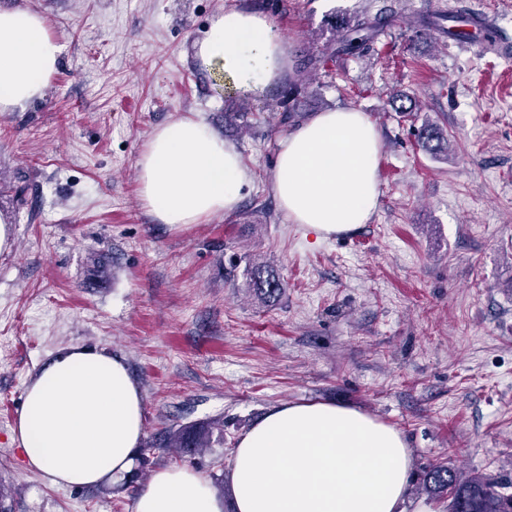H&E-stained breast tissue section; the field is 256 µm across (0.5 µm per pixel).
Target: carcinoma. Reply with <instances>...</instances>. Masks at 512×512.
Returning a JSON list of instances; mask_svg holds the SVG:
<instances>
[{"mask_svg": "<svg viewBox=\"0 0 512 512\" xmlns=\"http://www.w3.org/2000/svg\"><path fill=\"white\" fill-rule=\"evenodd\" d=\"M464 15V10L456 5L435 12L421 23V34L440 29L442 21L457 23ZM388 23V16L383 14L372 18L363 15L339 18L334 23L335 35L330 44L301 54L296 64L297 70H321L338 57L360 58L370 54ZM416 139L430 151L440 150L444 141L442 131L429 125L417 129ZM250 281L254 293L264 301L276 299L284 289L276 271L264 265L252 267ZM215 432L219 437H224V419L174 427L166 431L162 438L149 441L141 448V463L147 465L160 448H177L189 454L209 448ZM511 486L512 482L508 480H495L478 474L463 476L446 463L431 465L423 479L425 493L438 502H445L446 512H512V495L505 492Z\"/></svg>", "mask_w": 512, "mask_h": 512, "instance_id": "carcinoma-1", "label": "carcinoma"}]
</instances>
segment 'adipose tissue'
I'll return each mask as SVG.
<instances>
[{"mask_svg": "<svg viewBox=\"0 0 512 512\" xmlns=\"http://www.w3.org/2000/svg\"><path fill=\"white\" fill-rule=\"evenodd\" d=\"M63 46L42 17L0 10V112L42 97ZM196 59L221 65L236 89L261 92L291 71L285 40L262 14L215 15ZM381 134L355 109L319 112L276 144L272 190L290 223L326 240L368 223L379 196ZM140 196L162 224L232 213L252 172L198 118L155 130L137 160ZM143 394L122 357L72 347L26 386L12 438L26 468L49 483L89 487L128 472L143 438ZM411 456L401 432L361 411L323 402L271 408L243 433L229 479L234 512H433L407 509ZM133 512H224V499L190 467L157 470Z\"/></svg>", "mask_w": 512, "mask_h": 512, "instance_id": "obj_1", "label": "adipose tissue"}]
</instances>
